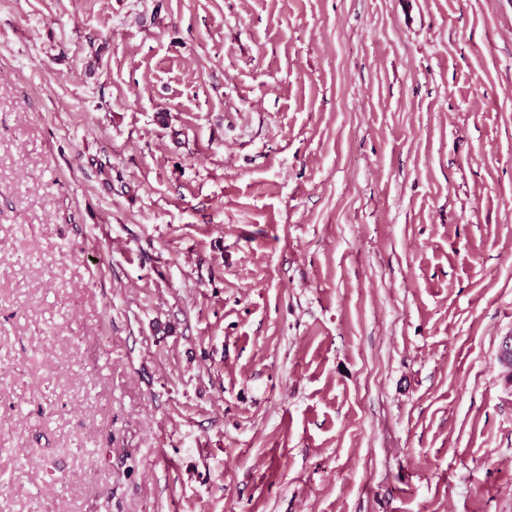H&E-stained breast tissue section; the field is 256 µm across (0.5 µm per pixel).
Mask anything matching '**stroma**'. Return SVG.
I'll return each instance as SVG.
<instances>
[{
	"instance_id": "35a3bbf8",
	"label": "stroma",
	"mask_w": 512,
	"mask_h": 512,
	"mask_svg": "<svg viewBox=\"0 0 512 512\" xmlns=\"http://www.w3.org/2000/svg\"><path fill=\"white\" fill-rule=\"evenodd\" d=\"M512 0H0V512H512Z\"/></svg>"
}]
</instances>
